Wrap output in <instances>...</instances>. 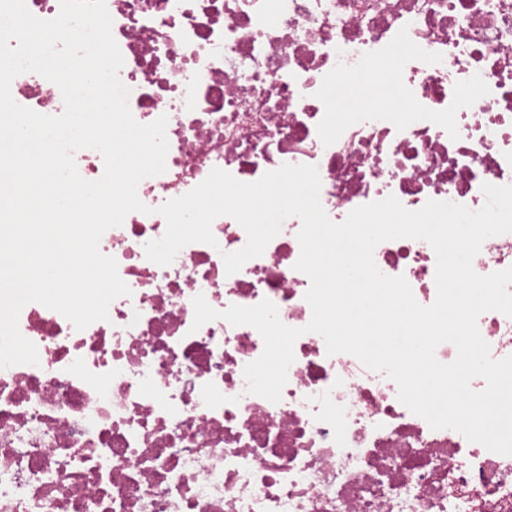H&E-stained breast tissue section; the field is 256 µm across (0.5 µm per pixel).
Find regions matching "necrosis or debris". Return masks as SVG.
<instances>
[{
	"mask_svg": "<svg viewBox=\"0 0 512 512\" xmlns=\"http://www.w3.org/2000/svg\"><path fill=\"white\" fill-rule=\"evenodd\" d=\"M134 118L167 116L165 173L100 240L130 289L109 318L76 329L32 302L19 314L35 365L0 369V512H512V456L432 429L396 384L306 332L311 308L298 218L227 274L247 235L217 218L216 245L147 259L156 207L212 169L242 182L282 164L316 166L331 220L395 196L480 209L483 184L512 185V0H105ZM396 59L397 105L350 116L328 91ZM11 95L46 115L60 89L34 72ZM379 270L405 277L421 305L437 295L424 241L381 242ZM512 267V233L473 260ZM222 311L270 300L301 329L279 402L247 393L256 329L217 319L193 329L192 300ZM491 354L512 355V318L483 313Z\"/></svg>",
	"mask_w": 512,
	"mask_h": 512,
	"instance_id": "4bbe7bcc",
	"label": "necrosis or debris"
}]
</instances>
